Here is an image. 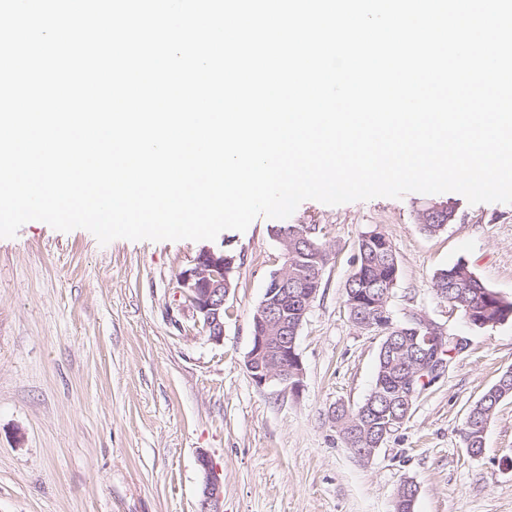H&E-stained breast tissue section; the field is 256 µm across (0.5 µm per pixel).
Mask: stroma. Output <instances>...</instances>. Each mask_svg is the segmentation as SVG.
Masks as SVG:
<instances>
[{"label": "stroma", "mask_w": 512, "mask_h": 512, "mask_svg": "<svg viewBox=\"0 0 512 512\" xmlns=\"http://www.w3.org/2000/svg\"><path fill=\"white\" fill-rule=\"evenodd\" d=\"M433 201L454 216L430 236L417 215ZM290 221L318 225L331 254L297 336V393L257 386L245 366L253 312L283 263L273 219L206 244L103 245L41 221L0 238V512H197L202 451L221 473L223 512H394L407 482L418 488L414 512H512V397L481 456L464 443L469 409L512 369V320L476 329L434 288L437 270L462 261L512 300V204L472 205L456 192L307 200ZM372 230L397 254L395 323L418 313L467 346L363 460L331 412L358 408L375 383L381 339L345 305L358 239ZM205 246L236 257L219 344L178 288Z\"/></svg>", "instance_id": "1"}]
</instances>
